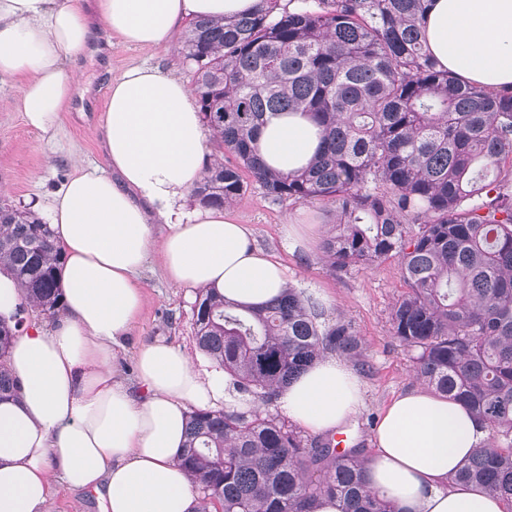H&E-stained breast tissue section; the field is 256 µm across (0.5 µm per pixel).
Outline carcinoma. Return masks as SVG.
I'll return each instance as SVG.
<instances>
[{"label":"carcinoma","mask_w":512,"mask_h":512,"mask_svg":"<svg viewBox=\"0 0 512 512\" xmlns=\"http://www.w3.org/2000/svg\"><path fill=\"white\" fill-rule=\"evenodd\" d=\"M428 0H261L253 13L190 21L183 42L203 119L235 162L217 160L194 188L205 206L244 194L245 169L274 203L328 200L322 242L334 269L396 257L407 291L390 314L429 388L463 403L489 432L456 479L512 507V88L458 81L424 49ZM303 112L322 146L295 174L253 149L270 117ZM61 253L35 212L0 201V269L30 308L62 310ZM293 288L235 311L213 288L193 306L204 351L254 403L325 353L362 356L351 322L321 321ZM22 322H0V395L16 385L6 355ZM180 465L196 512H398L368 484L356 449L307 441L279 413L194 409Z\"/></svg>","instance_id":"cac0c4a2"}]
</instances>
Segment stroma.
I'll list each match as a JSON object with an SVG mask.
<instances>
[{
  "label": "stroma",
  "instance_id": "obj_1",
  "mask_svg": "<svg viewBox=\"0 0 512 512\" xmlns=\"http://www.w3.org/2000/svg\"><path fill=\"white\" fill-rule=\"evenodd\" d=\"M133 63L175 69L185 80L193 71L182 55L181 42L169 49H135L113 40L107 54L79 59L77 67L88 91L65 113L58 142H49L24 122L22 112L10 107V89L0 90V185L7 186L8 203L25 207L56 190L76 165L107 169L103 118L113 79ZM240 223L250 227L254 242L288 269L290 287L316 299L324 320L350 321L361 340L363 355L350 366L364 386V404L344 431L335 433L342 448L370 451V438L385 405L396 395L419 387L412 354L393 336L390 313L407 286L399 261L389 258L374 266L346 270L330 268L323 258L322 241L336 221L335 206L327 200L301 204L271 203L256 183L230 208ZM289 224L306 226L307 248L290 250L285 239ZM141 285L146 304L127 342L119 366L135 377V348L143 341L162 340L189 354L199 351L193 305L196 292L168 282L160 250H152Z\"/></svg>",
  "mask_w": 512,
  "mask_h": 512
}]
</instances>
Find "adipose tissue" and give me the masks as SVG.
Masks as SVG:
<instances>
[{"label":"adipose tissue","instance_id":"ef3b65f1","mask_svg":"<svg viewBox=\"0 0 512 512\" xmlns=\"http://www.w3.org/2000/svg\"><path fill=\"white\" fill-rule=\"evenodd\" d=\"M259 0H0V87L16 90L27 125L55 139L78 93L77 60L100 30L134 48L172 44L187 20L253 11ZM426 46L443 69L488 90L512 86V0H432ZM110 166L76 167L45 211L62 251L64 309L23 326L7 364L16 395L0 400V512H49L51 486L98 492L103 512H193L194 484L178 454L189 408L231 403L223 369L163 341L141 344L128 381L116 360L146 297L139 284L152 247L166 278L262 306L288 286L285 269L250 243L223 209L188 207L214 162L193 89L173 72L128 66L109 88L104 119ZM321 132L299 112L272 117L256 150L282 173L306 167ZM165 225L155 240V225ZM362 381L339 356L316 360L278 397L313 433L346 426ZM488 431L461 404L416 388L394 398L372 435L371 488L399 512H506V503L456 481Z\"/></svg>","mask_w":512,"mask_h":512}]
</instances>
